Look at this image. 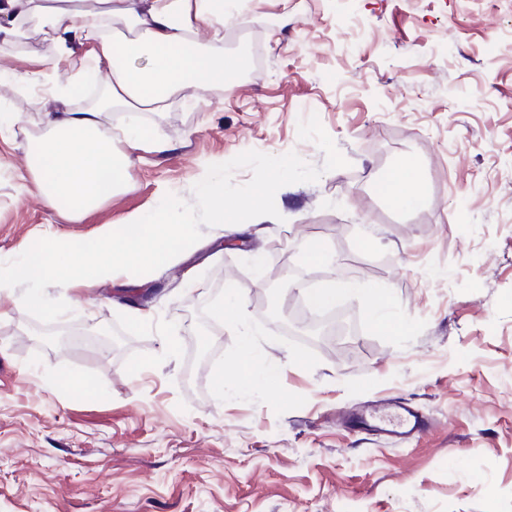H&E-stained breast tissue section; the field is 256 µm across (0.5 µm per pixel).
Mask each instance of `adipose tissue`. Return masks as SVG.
<instances>
[{"label":"adipose tissue","mask_w":512,"mask_h":512,"mask_svg":"<svg viewBox=\"0 0 512 512\" xmlns=\"http://www.w3.org/2000/svg\"><path fill=\"white\" fill-rule=\"evenodd\" d=\"M233 2L91 0L81 6L75 0H0V57L11 53L21 23L28 20L60 49L72 41L87 48L70 59L68 78L51 85L58 101L69 99L75 84L95 74L107 88L105 99L94 107L49 113L45 131L33 146L29 191L77 220L110 201L117 189L131 185L134 151L147 146L158 154L170 152L168 140L140 128L113 137L105 117L119 108L161 112L188 88L223 87L225 76L242 65L224 52V27L237 14ZM123 26L134 28V36H121ZM202 27L209 31L203 42L196 38ZM388 182L394 207L419 203L417 164L402 163ZM204 192L211 201V223L230 225L232 232L260 234L275 220L264 194H254L243 225L224 199L223 184L205 183Z\"/></svg>","instance_id":"adipose-tissue-1"}]
</instances>
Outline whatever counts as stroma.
I'll return each instance as SVG.
<instances>
[{
    "instance_id": "obj_1",
    "label": "stroma",
    "mask_w": 512,
    "mask_h": 512,
    "mask_svg": "<svg viewBox=\"0 0 512 512\" xmlns=\"http://www.w3.org/2000/svg\"><path fill=\"white\" fill-rule=\"evenodd\" d=\"M25 37L0 58L19 120L0 131V262L43 237H96L169 193L193 202L209 165L247 150L322 167L298 137L313 113L349 165L278 191L280 222L247 250L206 226L154 272L47 287L66 322L109 327L117 346L33 330L22 288L0 292V512H512V0H246L224 28L246 68L166 111L110 114L175 149L138 151L132 187L77 221L17 191L56 109L29 79L59 54ZM403 160L420 166L421 201L399 210L386 176ZM286 239L302 246L292 267L339 287L346 335L281 326L306 313L302 289L272 276ZM313 240L333 264L307 262ZM354 282L383 289L402 334L375 329ZM249 354L280 381L247 377ZM405 403L430 421L407 444L346 421Z\"/></svg>"
}]
</instances>
